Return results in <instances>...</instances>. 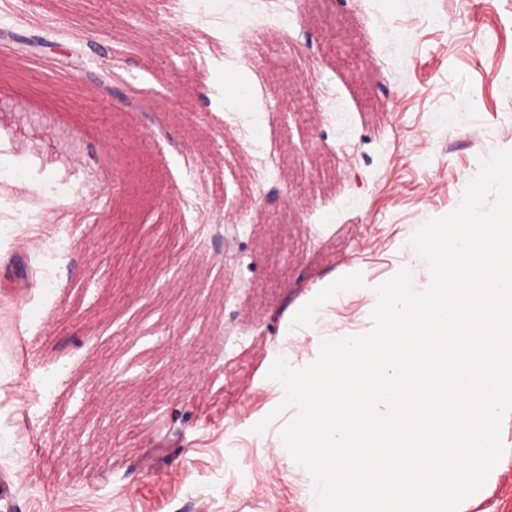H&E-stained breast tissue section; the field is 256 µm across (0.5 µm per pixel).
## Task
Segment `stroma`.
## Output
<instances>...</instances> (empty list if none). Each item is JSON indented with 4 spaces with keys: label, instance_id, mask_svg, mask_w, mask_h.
<instances>
[{
    "label": "stroma",
    "instance_id": "stroma-1",
    "mask_svg": "<svg viewBox=\"0 0 512 512\" xmlns=\"http://www.w3.org/2000/svg\"><path fill=\"white\" fill-rule=\"evenodd\" d=\"M180 5L194 19L157 0H0V186L69 185L49 207L57 250L0 257V512H317L281 437L298 409L269 369L370 331L375 288L399 270L426 288L412 235L512 149V0ZM337 19L373 64L366 86L327 54L322 24ZM246 30L266 38L240 68L262 87L254 135L270 157L225 119V39ZM11 32L97 54L83 72L30 67ZM287 54L294 77L278 89ZM104 63L110 95L94 81ZM157 126L168 142L150 138ZM180 148L199 192L223 181L207 211L178 190ZM284 170L303 185L294 212L276 198L255 210ZM219 218L249 244L223 280ZM186 408L180 435L157 432ZM459 512H512V456Z\"/></svg>",
    "mask_w": 512,
    "mask_h": 512
}]
</instances>
